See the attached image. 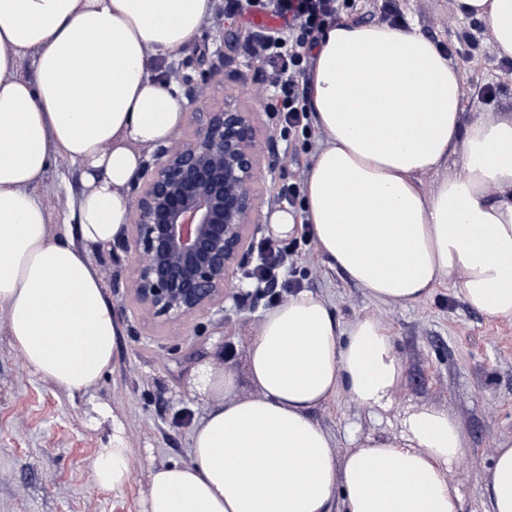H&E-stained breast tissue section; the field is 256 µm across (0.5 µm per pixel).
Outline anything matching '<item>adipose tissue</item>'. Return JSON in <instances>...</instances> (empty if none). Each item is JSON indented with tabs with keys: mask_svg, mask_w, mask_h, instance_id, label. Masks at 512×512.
Returning a JSON list of instances; mask_svg holds the SVG:
<instances>
[{
	"mask_svg": "<svg viewBox=\"0 0 512 512\" xmlns=\"http://www.w3.org/2000/svg\"><path fill=\"white\" fill-rule=\"evenodd\" d=\"M512 57V0H457ZM213 0H0V313L19 360L74 393L112 366L121 329L92 259L129 219V183L171 139L183 103L152 71L199 35ZM32 58L34 73L22 64ZM463 70L418 31L332 23L321 32L307 100L324 136L301 211L275 212V232L309 227L331 267L382 303H414L441 282L470 308L512 318V116L463 124ZM460 155L463 175L422 192L421 175ZM78 164L82 246L56 238L52 162ZM252 394L232 369L204 371L212 398L191 458L150 475L141 512H460L450 466L466 428L448 410L409 411L394 437L338 454L313 413L344 396L387 407L404 367L385 326L341 325L302 291L267 310L246 348ZM92 462L104 490L132 477L123 424ZM488 512H512V437L498 441L483 484Z\"/></svg>",
	"mask_w": 512,
	"mask_h": 512,
	"instance_id": "1",
	"label": "adipose tissue"
}]
</instances>
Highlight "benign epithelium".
<instances>
[{"mask_svg":"<svg viewBox=\"0 0 512 512\" xmlns=\"http://www.w3.org/2000/svg\"><path fill=\"white\" fill-rule=\"evenodd\" d=\"M212 76L193 57L181 60L177 80L194 129L135 173L129 224L118 240L133 268L132 300L168 330L224 302L252 255L263 148L253 113L231 103L205 108Z\"/></svg>","mask_w":512,"mask_h":512,"instance_id":"benign-epithelium-1","label":"benign epithelium"}]
</instances>
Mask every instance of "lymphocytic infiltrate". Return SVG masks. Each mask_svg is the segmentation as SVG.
<instances>
[{
  "mask_svg": "<svg viewBox=\"0 0 512 512\" xmlns=\"http://www.w3.org/2000/svg\"><path fill=\"white\" fill-rule=\"evenodd\" d=\"M340 0H245L248 7L271 12L283 22L282 35H267L251 45V58L271 66L277 77L271 108L282 116L288 136L311 139L309 110L300 85L312 67L310 50L318 33L337 20ZM258 262L245 274L257 296L271 303L285 301L299 283L294 278L299 253L295 244L265 239Z\"/></svg>",
  "mask_w": 512,
  "mask_h": 512,
  "instance_id": "lymphocytic-infiltrate-1",
  "label": "lymphocytic infiltrate"
}]
</instances>
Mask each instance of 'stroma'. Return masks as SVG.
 Here are the masks:
<instances>
[{"instance_id": "1", "label": "stroma", "mask_w": 512, "mask_h": 512, "mask_svg": "<svg viewBox=\"0 0 512 512\" xmlns=\"http://www.w3.org/2000/svg\"><path fill=\"white\" fill-rule=\"evenodd\" d=\"M410 28L442 46L449 59L463 68V85L473 92L466 100L463 123L482 110L512 116V70L478 54L460 55L459 36L488 35L480 21L449 15L448 0H399ZM263 13L224 19V70L210 90L208 107L232 99L253 112L259 137L273 140L288 152L286 168L264 158L270 174L262 175L257 193L262 202L260 222L252 239L274 231L271 215L279 211L278 192L303 181L320 140L304 144L282 134L276 113L263 100L249 96L256 84H273L274 74L247 53L252 34L278 28ZM496 82L500 91L485 101L480 90ZM49 184L64 183L66 192L55 201L52 221L66 225L69 239L80 244L75 202L82 190L81 171L61 160L52 168ZM297 276L305 290L323 296L341 324L362 315L379 318L388 328L405 379L392 403L371 411L336 398L314 413L335 438L339 454L352 450L370 435H399L405 414L432 404L448 409L467 429V446L451 467L462 495L461 512H485L481 487L495 444L512 436V319L490 318L469 308L448 284L419 302L381 303L330 268L313 242H300ZM91 258L107 288L122 329L111 368L86 392H67L41 378L18 359L4 319L0 318V512H139L153 468L190 459L195 424L205 416L211 399L199 382L203 370L233 368L238 394L253 392L245 368L246 345L264 312L263 306L223 307L189 321L181 333L146 321L124 284L132 268L122 251L104 245ZM102 404L118 415L133 456L130 482L118 491L97 487L93 460L108 448L111 425L94 426L92 408Z\"/></svg>"}]
</instances>
